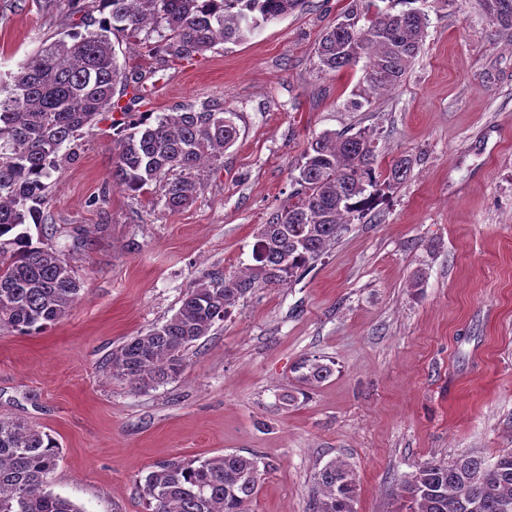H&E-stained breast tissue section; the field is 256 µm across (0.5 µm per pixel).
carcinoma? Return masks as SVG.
I'll return each mask as SVG.
<instances>
[{"mask_svg": "<svg viewBox=\"0 0 512 512\" xmlns=\"http://www.w3.org/2000/svg\"><path fill=\"white\" fill-rule=\"evenodd\" d=\"M83 14L84 30L48 36L0 86V328L36 334L65 318L80 298L81 282L52 245L33 243L27 225L44 238L62 230L48 223V183L62 162L63 146L75 141L97 116L112 121L116 155L112 180L170 214L192 205L209 177L224 166V152L239 137L236 113L216 100L195 101L149 123L142 112V73L118 65L111 36L120 33L166 62L191 61L215 45L242 41L260 21L288 14L304 0H66ZM418 0H350L317 47L319 67L329 73L363 64L362 82L350 107L394 90L423 46L428 15ZM503 29H512V0H478ZM401 9H396V6ZM108 11L98 19L95 11ZM157 41H152V34ZM132 89L125 104L117 87ZM412 159L378 163L377 138L325 131L311 139L294 182L297 202L271 212L252 248L253 264L234 275L205 273L162 325L133 336L112 352L110 373L134 390L176 379L190 347L229 317L258 288L290 284L317 262L347 224L373 211L385 191L402 184ZM297 393L325 382L334 362L305 358ZM59 461L57 442L19 421L0 420V512H80L69 499L47 490ZM269 463L254 454L227 453L153 464L142 487L151 512H249ZM409 512H512V448L494 460L469 453L428 460L405 481ZM358 484L353 470L332 460L316 474L308 512H355Z\"/></svg>", "mask_w": 512, "mask_h": 512, "instance_id": "obj_1", "label": "carcinoma"}]
</instances>
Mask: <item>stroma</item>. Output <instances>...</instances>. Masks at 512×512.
I'll use <instances>...</instances> for the list:
<instances>
[{
  "label": "stroma",
  "mask_w": 512,
  "mask_h": 512,
  "mask_svg": "<svg viewBox=\"0 0 512 512\" xmlns=\"http://www.w3.org/2000/svg\"><path fill=\"white\" fill-rule=\"evenodd\" d=\"M348 2L305 0L190 63L114 38L119 64L144 76L140 111L215 99L240 135L176 214L113 183L108 112L49 180L54 223L87 242L66 254L81 297L43 333L0 330V420L56 440L50 489L82 512H148L155 462L231 452L270 465L251 512H307L317 471L337 458L356 474L355 512H409L400 487L418 464L512 448V31L476 0H419L429 26L412 68L353 110L362 70L329 74L316 55ZM42 3L0 0V80L81 21L65 0ZM347 128L373 130L384 160L410 156L407 181L297 281L216 323L178 378L141 391L113 378V351L165 322L203 272L251 264L309 141ZM313 357L334 374L285 402L293 365Z\"/></svg>",
  "instance_id": "35a3bbf8"
}]
</instances>
